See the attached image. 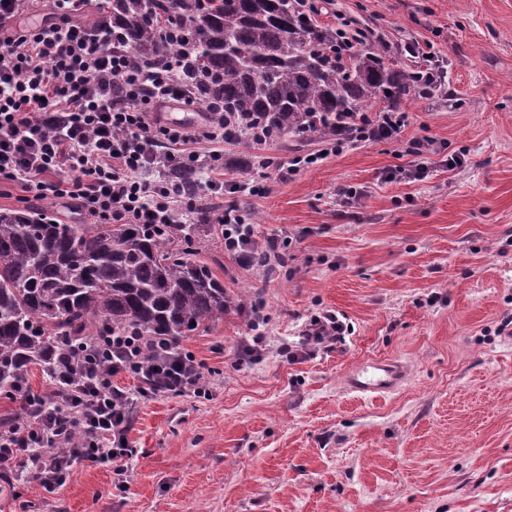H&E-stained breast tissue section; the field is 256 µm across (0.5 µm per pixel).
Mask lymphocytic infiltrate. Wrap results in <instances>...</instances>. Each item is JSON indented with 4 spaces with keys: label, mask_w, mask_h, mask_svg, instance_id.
Returning <instances> with one entry per match:
<instances>
[{
    "label": "lymphocytic infiltrate",
    "mask_w": 512,
    "mask_h": 512,
    "mask_svg": "<svg viewBox=\"0 0 512 512\" xmlns=\"http://www.w3.org/2000/svg\"><path fill=\"white\" fill-rule=\"evenodd\" d=\"M53 17L31 30L9 28L21 0H0V182L21 184V204L53 200L70 205L85 224L220 225L224 247L247 260L248 226L237 209L221 206L223 183H201L197 198L177 185L150 182L148 173L198 160L210 171L224 167V112L211 110L204 127L150 117L149 104L194 99L169 76L127 67L112 45V30L97 32L77 22L88 0H52ZM124 87L116 104L114 84ZM153 85L154 96L141 91ZM406 116L379 112L357 124L356 139L398 140ZM214 144L207 154L194 144ZM349 326L330 310L311 318L291 359L313 348L332 349ZM162 345L148 336L99 337V355L110 356L112 371L97 358L85 362V378L51 387L32 400V416L21 431L0 424V483L34 482L47 492L63 487L75 465L108 466L114 487H122L132 451L124 443L134 397L151 395L147 383L135 390L115 386L113 373L140 375ZM159 377H177L182 392L203 391L206 378L191 354L161 358Z\"/></svg>",
    "instance_id": "lymphocytic-infiltrate-1"
}]
</instances>
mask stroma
<instances>
[{"label":"stroma","instance_id":"obj_1","mask_svg":"<svg viewBox=\"0 0 512 512\" xmlns=\"http://www.w3.org/2000/svg\"><path fill=\"white\" fill-rule=\"evenodd\" d=\"M432 44L444 95L402 106L397 142L330 155L258 193H225L253 223L275 273L194 244L234 306L181 339L205 393H160L130 409L124 490L75 466L56 493L0 494V512H512V0H325L319 20ZM428 137L423 177L392 180L404 141ZM344 316L340 348L290 361L311 315ZM258 355L242 349L254 336ZM401 363L398 390L358 396L359 361Z\"/></svg>","mask_w":512,"mask_h":512}]
</instances>
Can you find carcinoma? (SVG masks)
<instances>
[{"instance_id": "obj_1", "label": "carcinoma", "mask_w": 512, "mask_h": 512, "mask_svg": "<svg viewBox=\"0 0 512 512\" xmlns=\"http://www.w3.org/2000/svg\"><path fill=\"white\" fill-rule=\"evenodd\" d=\"M319 7L298 0H109L129 68L172 70L204 105L224 104V141L332 139L361 112L423 97L419 68L361 40L343 54ZM187 196L197 168L172 169ZM191 224H62L0 212V399L33 393L29 370L81 378L96 338L177 345L224 318L230 298L192 247Z\"/></svg>"}]
</instances>
